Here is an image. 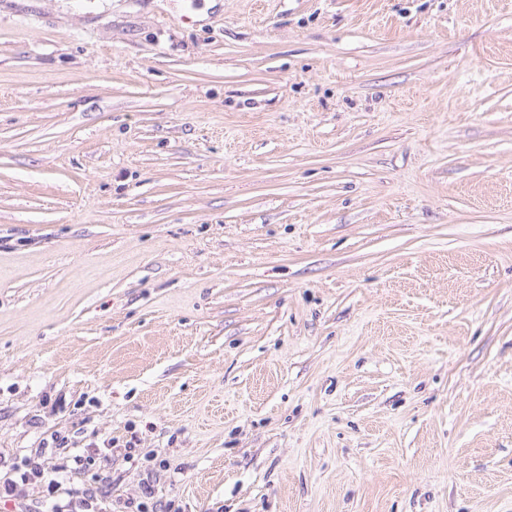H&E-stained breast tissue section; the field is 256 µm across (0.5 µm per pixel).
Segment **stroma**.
<instances>
[{
    "instance_id": "stroma-1",
    "label": "stroma",
    "mask_w": 512,
    "mask_h": 512,
    "mask_svg": "<svg viewBox=\"0 0 512 512\" xmlns=\"http://www.w3.org/2000/svg\"><path fill=\"white\" fill-rule=\"evenodd\" d=\"M55 435L179 512H512V0H0V459Z\"/></svg>"
}]
</instances>
